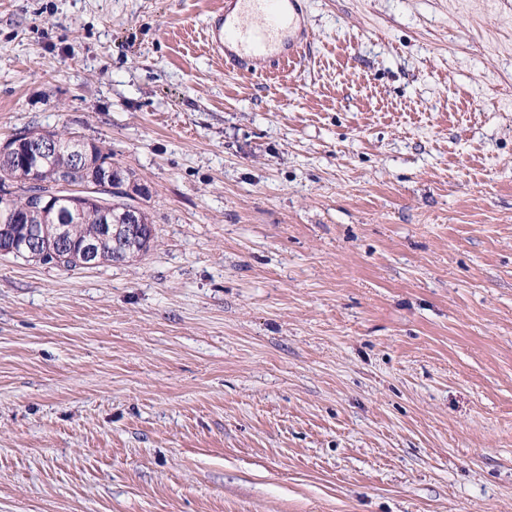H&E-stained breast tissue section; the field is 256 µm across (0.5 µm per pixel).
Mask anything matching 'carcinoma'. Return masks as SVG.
Masks as SVG:
<instances>
[{
    "mask_svg": "<svg viewBox=\"0 0 512 512\" xmlns=\"http://www.w3.org/2000/svg\"><path fill=\"white\" fill-rule=\"evenodd\" d=\"M55 136L59 141L58 151L40 161V170L43 172L42 181L44 182L50 181L56 172L68 169L71 182L76 186L80 185L90 175L88 170L72 168L74 151L81 148L86 150L89 161L93 164L112 158V150L93 141H88L73 132H57ZM30 174V167L22 162L14 158L0 159V191L5 188L12 189L13 203L19 210L28 206L27 193L31 191ZM120 206L121 201L115 200V207L112 208L110 217L97 209L86 210L80 216L75 217L67 204L63 202L54 218V223L58 224L56 228L51 225L43 226L36 216L30 217L26 224H9L0 230V242L4 244L3 255L15 257L19 253H26V249L20 247V244L27 238L31 227L40 230L48 247L57 245V236L61 233L68 239V249L50 255L43 260V263H51L65 271L80 267L75 255L79 254L83 246L91 241L98 243L96 262L99 265L124 261L147 253L154 239L152 219L148 213H143L142 224L138 225L139 234L134 241H129L121 232L115 235L110 232V226L119 223Z\"/></svg>",
    "mask_w": 512,
    "mask_h": 512,
    "instance_id": "carcinoma-1",
    "label": "carcinoma"
}]
</instances>
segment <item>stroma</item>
Returning <instances> with one entry per match:
<instances>
[{
  "mask_svg": "<svg viewBox=\"0 0 512 512\" xmlns=\"http://www.w3.org/2000/svg\"><path fill=\"white\" fill-rule=\"evenodd\" d=\"M0 0V143L110 148L155 239L0 257V512H512V0ZM205 31L225 70L278 67L297 60L309 41L306 0H226L208 16Z\"/></svg>",
  "mask_w": 512,
  "mask_h": 512,
  "instance_id": "obj_1",
  "label": "stroma"
}]
</instances>
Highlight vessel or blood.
<instances>
[{"mask_svg":"<svg viewBox=\"0 0 512 512\" xmlns=\"http://www.w3.org/2000/svg\"><path fill=\"white\" fill-rule=\"evenodd\" d=\"M205 31L225 70L273 68L297 60L309 40L306 0H225Z\"/></svg>","mask_w":512,"mask_h":512,"instance_id":"obj_1","label":"vessel or blood"}]
</instances>
